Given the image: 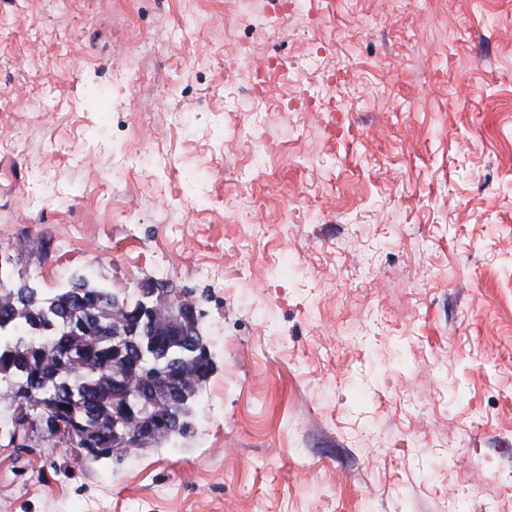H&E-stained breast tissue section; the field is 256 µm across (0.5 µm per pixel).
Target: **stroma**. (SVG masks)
<instances>
[{
	"instance_id": "35a3bbf8",
	"label": "stroma",
	"mask_w": 512,
	"mask_h": 512,
	"mask_svg": "<svg viewBox=\"0 0 512 512\" xmlns=\"http://www.w3.org/2000/svg\"><path fill=\"white\" fill-rule=\"evenodd\" d=\"M0 257L213 365L123 464L1 441L0 512H512V0H0Z\"/></svg>"
}]
</instances>
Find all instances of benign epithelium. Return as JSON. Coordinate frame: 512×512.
Segmentation results:
<instances>
[{
  "instance_id": "7a95c632",
  "label": "benign epithelium",
  "mask_w": 512,
  "mask_h": 512,
  "mask_svg": "<svg viewBox=\"0 0 512 512\" xmlns=\"http://www.w3.org/2000/svg\"><path fill=\"white\" fill-rule=\"evenodd\" d=\"M135 303L125 300L112 308V320L117 328L132 334L142 331L143 342L131 347L128 337L112 334V367L101 378L105 390L112 391V446L114 448L136 447L146 437L187 433V416L190 407L182 383L190 378L186 373L184 359L169 355L172 345L161 346L157 339L159 327H165V335L176 337V346L192 353L198 351L195 335L198 333L194 306L187 300L178 303L167 299L163 289L153 284H142L137 288ZM50 333L61 331L78 344L91 336H105L107 332L99 320L85 306H78L62 315L58 323L47 326ZM160 353L161 369L158 373L159 387L151 393H141L138 378L134 373L139 361L148 353ZM38 367L56 371L67 365L79 367L80 360L59 355L37 357ZM30 414L24 420L12 422L7 439L10 446L24 448L28 445L31 429L44 424L53 417L49 439L62 438L67 444L79 449V458L104 456L103 439L98 428L83 424L76 414L33 402L28 407Z\"/></svg>"
}]
</instances>
